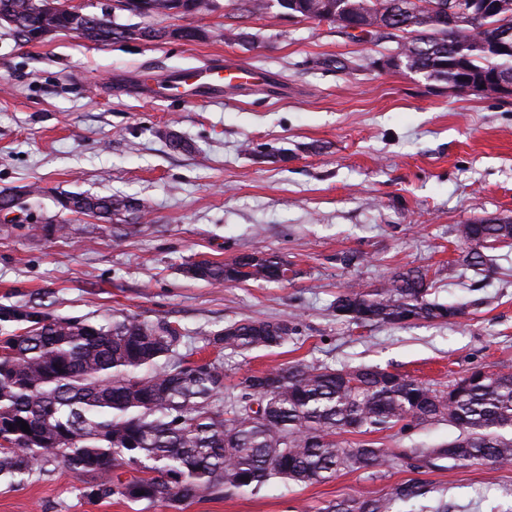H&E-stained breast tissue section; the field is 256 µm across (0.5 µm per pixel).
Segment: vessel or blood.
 I'll return each instance as SVG.
<instances>
[{"label": "vessel or blood", "mask_w": 512, "mask_h": 512, "mask_svg": "<svg viewBox=\"0 0 512 512\" xmlns=\"http://www.w3.org/2000/svg\"><path fill=\"white\" fill-rule=\"evenodd\" d=\"M256 80L255 75L244 68H222L217 65L190 70H179L161 78L141 80L135 93L140 98L166 100L180 98L193 101L199 97L220 98L225 88L250 86Z\"/></svg>", "instance_id": "1"}]
</instances>
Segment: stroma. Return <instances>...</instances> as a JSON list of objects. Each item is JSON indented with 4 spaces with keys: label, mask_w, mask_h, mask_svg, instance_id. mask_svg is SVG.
<instances>
[{
    "label": "stroma",
    "mask_w": 512,
    "mask_h": 512,
    "mask_svg": "<svg viewBox=\"0 0 512 512\" xmlns=\"http://www.w3.org/2000/svg\"><path fill=\"white\" fill-rule=\"evenodd\" d=\"M239 0L165 19L205 39L97 44L61 32L16 45L0 34V190L36 185L14 222L0 223V304L99 321L131 314L179 325L195 359H224V384L303 362L377 366L442 389L476 365L512 367V244L492 268L465 265L460 224H512V98L449 91L403 69H381L395 42L356 43L336 24L278 5L240 16ZM242 62L270 85L199 103L148 101L128 91L204 63ZM184 141V148L171 144ZM63 193L133 198L140 218L109 223L61 211ZM71 224L63 238L32 232ZM275 253L296 276L212 285L183 274L200 259ZM428 270L440 300L470 301L450 322L401 327L337 318L348 285L376 288L399 268ZM246 318L293 323L283 347L218 352L210 334ZM455 427L422 424L369 436L380 448H427ZM419 478L432 492L398 504L421 512H512V466L469 464L384 474L343 471L313 485L278 483L179 506L83 497L85 475L65 465L24 488L0 484V512H322L342 497H383Z\"/></svg>",
    "instance_id": "35a3bbf8"
}]
</instances>
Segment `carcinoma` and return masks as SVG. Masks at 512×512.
Listing matches in <instances>:
<instances>
[{
    "instance_id": "carcinoma-1",
    "label": "carcinoma",
    "mask_w": 512,
    "mask_h": 512,
    "mask_svg": "<svg viewBox=\"0 0 512 512\" xmlns=\"http://www.w3.org/2000/svg\"><path fill=\"white\" fill-rule=\"evenodd\" d=\"M59 0H0V24L19 44L85 25L90 42L161 39L162 30L120 23L102 13L82 22ZM130 17L186 16L204 0H112ZM291 16L345 28L355 22L380 40L400 36L402 68L460 92L463 77L491 73L512 80V0H497L481 19L465 16L462 0H277ZM71 214L110 220L137 215L127 198L69 193L58 201ZM466 243L491 248L512 240V224H460ZM185 273L210 284L287 282L296 275L273 253H248L228 261L187 264ZM427 274L394 272L381 287L344 288L332 304L354 323L390 326L454 320L463 303L432 298ZM292 322L245 319L216 332L209 343L239 352L288 343ZM184 334L162 319L114 314L101 322L58 317L27 305H0V481L26 485L58 462L91 477L90 499L116 497L149 503H181L227 492L258 491L275 482L311 485L342 470L379 474L396 460L419 469L446 462L512 464V372L469 368L435 390L414 379L371 367L335 368L297 362L242 376L224 387V362L197 364L180 352ZM446 422L459 430L433 448L351 447L345 433H372L412 424ZM27 423L30 432L21 429ZM135 486L142 494L131 496ZM431 492L410 479L381 498L348 497L323 512H394Z\"/></svg>"
}]
</instances>
